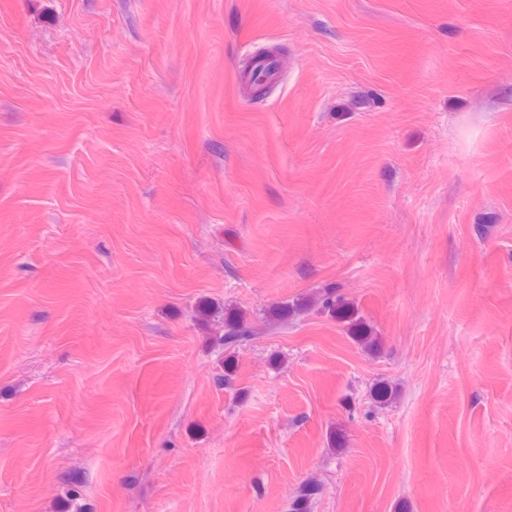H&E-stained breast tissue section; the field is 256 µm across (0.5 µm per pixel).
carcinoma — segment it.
Masks as SVG:
<instances>
[{"mask_svg": "<svg viewBox=\"0 0 512 512\" xmlns=\"http://www.w3.org/2000/svg\"><path fill=\"white\" fill-rule=\"evenodd\" d=\"M316 310L328 314L339 321L347 323L351 338L365 349H371L377 344V337L373 336L370 326L358 316V310L334 289H327L312 297L306 302H285L272 308L273 320L269 325L275 326L288 322L309 310ZM261 334V329L248 323L244 317L237 313L224 314V333L219 341L224 349H234L243 343ZM372 399L379 406H387L396 397L394 387L385 381L374 385L371 392ZM321 492V485L315 478L304 482L292 497L289 512H311L316 496Z\"/></svg>", "mask_w": 512, "mask_h": 512, "instance_id": "cac0c4a2", "label": "carcinoma"}]
</instances>
